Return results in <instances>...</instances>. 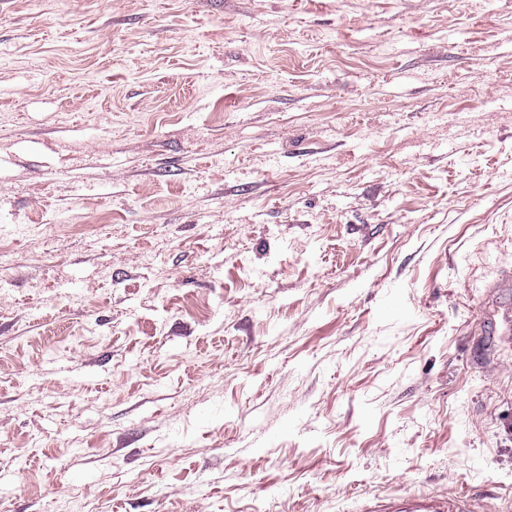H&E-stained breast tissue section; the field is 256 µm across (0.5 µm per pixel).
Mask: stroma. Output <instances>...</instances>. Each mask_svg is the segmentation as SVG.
I'll use <instances>...</instances> for the list:
<instances>
[{
    "instance_id": "1",
    "label": "stroma",
    "mask_w": 512,
    "mask_h": 512,
    "mask_svg": "<svg viewBox=\"0 0 512 512\" xmlns=\"http://www.w3.org/2000/svg\"><path fill=\"white\" fill-rule=\"evenodd\" d=\"M512 0H0V512H512ZM406 507H396L384 500H371L364 506L365 512H473L478 504L473 499L463 498L458 502L428 501L423 496H413Z\"/></svg>"
}]
</instances>
